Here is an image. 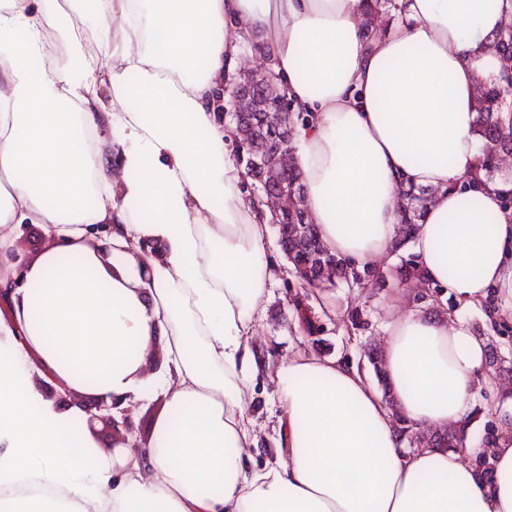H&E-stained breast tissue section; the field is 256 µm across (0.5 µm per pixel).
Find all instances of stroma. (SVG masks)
I'll use <instances>...</instances> for the list:
<instances>
[{"instance_id":"35a3bbf8","label":"stroma","mask_w":512,"mask_h":512,"mask_svg":"<svg viewBox=\"0 0 512 512\" xmlns=\"http://www.w3.org/2000/svg\"><path fill=\"white\" fill-rule=\"evenodd\" d=\"M414 256L404 246L381 258L374 267L350 268L346 277L327 288L336 305L335 312H320L312 306L310 289L293 273L280 272L270 282L263 301V314L254 325L251 343L263 369L254 379L246 397V414L258 440L251 449L252 464L273 463L278 434L272 418L278 406V393L272 380L276 368L292 357L300 345H307L323 357L343 358L368 364L371 349L385 345L383 306L395 291V282L383 283L378 270L410 266ZM498 290H491L480 309L462 311L459 302L444 288H429L416 298L417 306L440 309L455 315L464 313L474 325L482 327L487 346L497 352L499 367L493 376L498 383L512 387V317L491 321L488 308L499 307Z\"/></svg>"}]
</instances>
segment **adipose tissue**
<instances>
[{
  "label": "adipose tissue",
  "mask_w": 512,
  "mask_h": 512,
  "mask_svg": "<svg viewBox=\"0 0 512 512\" xmlns=\"http://www.w3.org/2000/svg\"><path fill=\"white\" fill-rule=\"evenodd\" d=\"M392 2L395 23L369 38V0H70L63 16L0 0V249L23 224L49 240L23 286L0 270V512H512V389H493L496 436L464 442L494 479L453 451H403L395 416L466 420L487 344L400 290L382 369L398 414L359 363L299 353L275 372L281 460L249 467V338L280 258L217 101L246 41L307 115L292 150L327 249L371 264L397 244L403 192L431 189L411 231L417 281L473 309L499 289L512 313L506 188L474 178V89L500 70L512 0ZM89 15L105 94L69 36ZM89 224L111 225V250ZM49 378L127 403L163 394L146 459L103 452L83 407L45 396ZM30 485L59 493L15 496Z\"/></svg>",
  "instance_id": "adipose-tissue-1"
}]
</instances>
